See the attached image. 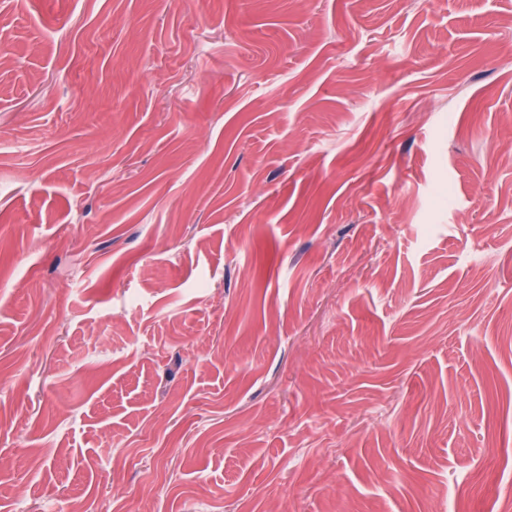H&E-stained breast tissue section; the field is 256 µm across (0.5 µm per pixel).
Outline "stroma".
I'll return each instance as SVG.
<instances>
[{"instance_id":"stroma-1","label":"stroma","mask_w":512,"mask_h":512,"mask_svg":"<svg viewBox=\"0 0 512 512\" xmlns=\"http://www.w3.org/2000/svg\"><path fill=\"white\" fill-rule=\"evenodd\" d=\"M0 43L1 504L512 512V0H0Z\"/></svg>"}]
</instances>
